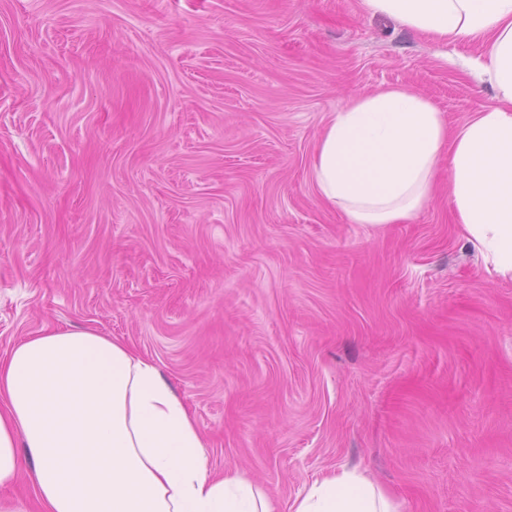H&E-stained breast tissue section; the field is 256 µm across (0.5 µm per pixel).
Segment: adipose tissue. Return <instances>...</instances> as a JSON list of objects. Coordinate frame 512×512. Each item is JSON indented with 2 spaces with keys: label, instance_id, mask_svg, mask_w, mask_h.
I'll return each mask as SVG.
<instances>
[{
  "label": "adipose tissue",
  "instance_id": "obj_1",
  "mask_svg": "<svg viewBox=\"0 0 512 512\" xmlns=\"http://www.w3.org/2000/svg\"><path fill=\"white\" fill-rule=\"evenodd\" d=\"M444 41L481 45L495 105L449 131L402 87L352 98L314 154L317 196L353 224H402L438 189L486 271L512 280V0H361ZM27 474L38 512H274L238 470L216 473L157 363L91 328H46L0 356V487ZM290 512H397L355 469L309 485Z\"/></svg>",
  "mask_w": 512,
  "mask_h": 512
}]
</instances>
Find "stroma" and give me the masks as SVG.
<instances>
[{"label":"stroma","instance_id":"1","mask_svg":"<svg viewBox=\"0 0 512 512\" xmlns=\"http://www.w3.org/2000/svg\"><path fill=\"white\" fill-rule=\"evenodd\" d=\"M481 52L360 0H0V355L134 345L277 512L343 467L399 512H512V280L447 167L380 227L311 176L351 96L411 88L452 130L494 105Z\"/></svg>","mask_w":512,"mask_h":512}]
</instances>
